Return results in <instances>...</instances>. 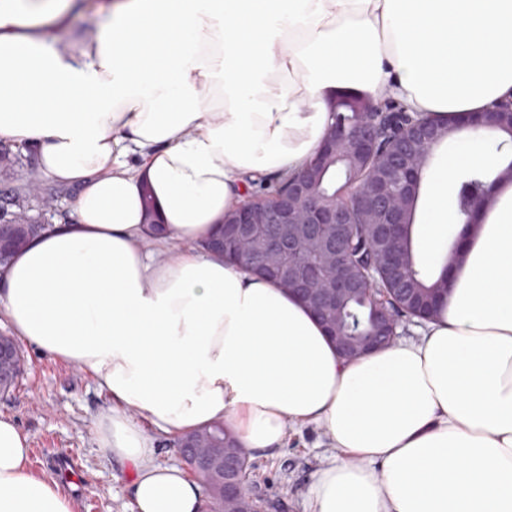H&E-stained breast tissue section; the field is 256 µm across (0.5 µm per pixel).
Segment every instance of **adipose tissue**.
<instances>
[{
	"instance_id": "1",
	"label": "adipose tissue",
	"mask_w": 512,
	"mask_h": 512,
	"mask_svg": "<svg viewBox=\"0 0 512 512\" xmlns=\"http://www.w3.org/2000/svg\"><path fill=\"white\" fill-rule=\"evenodd\" d=\"M0 0V143L73 189L71 213L0 267L14 336L112 400L98 446L131 468L135 512H202L146 429L224 421L245 455L314 424L334 450L304 512H512V178L476 112L512 99V0ZM451 125L421 174L415 250L448 297L420 328L340 357L273 281L201 250L259 178L317 152L329 97ZM494 177L474 224L456 174ZM154 211L146 213L144 192ZM0 414V512H76Z\"/></svg>"
}]
</instances>
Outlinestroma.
I'll return each instance as SVG.
<instances>
[{
  "mask_svg": "<svg viewBox=\"0 0 512 512\" xmlns=\"http://www.w3.org/2000/svg\"><path fill=\"white\" fill-rule=\"evenodd\" d=\"M26 368L15 388L0 394V413L30 435L35 474L54 478L50 459L73 453L81 463L84 489L74 494L78 512H133L129 468L97 446L95 421L112 405L96 380L76 367L24 345ZM316 426L289 429L283 448L253 456L251 491L266 512H303L314 472L328 456Z\"/></svg>",
  "mask_w": 512,
  "mask_h": 512,
  "instance_id": "stroma-1",
  "label": "stroma"
}]
</instances>
